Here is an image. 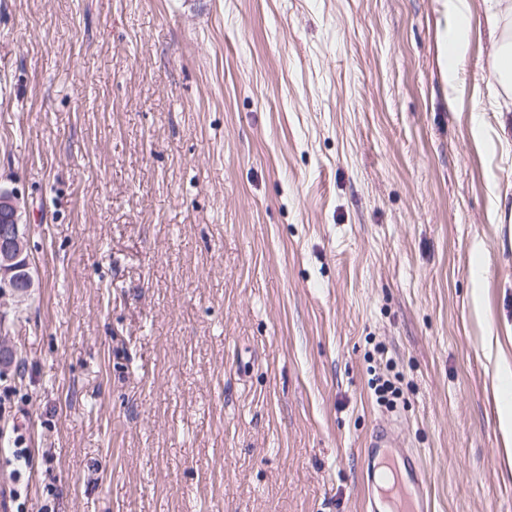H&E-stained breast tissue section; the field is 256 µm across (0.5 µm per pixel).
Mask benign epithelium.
<instances>
[{"label": "benign epithelium", "mask_w": 512, "mask_h": 512, "mask_svg": "<svg viewBox=\"0 0 512 512\" xmlns=\"http://www.w3.org/2000/svg\"><path fill=\"white\" fill-rule=\"evenodd\" d=\"M20 211L16 195L0 190V299L21 303L26 296L15 285L28 278L29 262L25 255L26 231L18 217Z\"/></svg>", "instance_id": "7a95c632"}]
</instances>
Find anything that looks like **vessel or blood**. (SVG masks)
<instances>
[{
  "label": "vessel or blood",
  "mask_w": 512,
  "mask_h": 512,
  "mask_svg": "<svg viewBox=\"0 0 512 512\" xmlns=\"http://www.w3.org/2000/svg\"><path fill=\"white\" fill-rule=\"evenodd\" d=\"M396 437L392 424L376 426L361 453V467L375 485L390 484L391 512H431L426 471L411 449L397 447Z\"/></svg>",
  "instance_id": "b4317fda"
}]
</instances>
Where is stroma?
<instances>
[{"instance_id":"1","label":"stroma","mask_w":512,"mask_h":512,"mask_svg":"<svg viewBox=\"0 0 512 512\" xmlns=\"http://www.w3.org/2000/svg\"><path fill=\"white\" fill-rule=\"evenodd\" d=\"M491 5L460 93L444 0H0L21 512H365L386 422L433 512H512ZM19 201L8 190H0V299L23 302L27 296L15 289L18 282L29 276V262L25 255L26 224H21ZM7 214V216H4Z\"/></svg>"}]
</instances>
